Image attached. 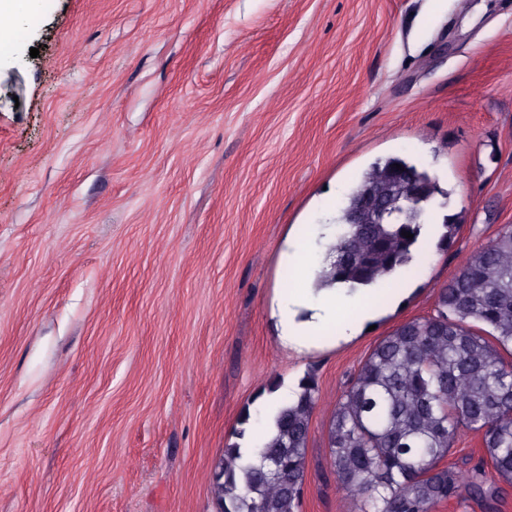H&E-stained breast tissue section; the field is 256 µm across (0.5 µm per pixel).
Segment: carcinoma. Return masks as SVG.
Listing matches in <instances>:
<instances>
[{
  "instance_id": "cac0c4a2",
  "label": "carcinoma",
  "mask_w": 512,
  "mask_h": 512,
  "mask_svg": "<svg viewBox=\"0 0 512 512\" xmlns=\"http://www.w3.org/2000/svg\"><path fill=\"white\" fill-rule=\"evenodd\" d=\"M428 213L435 177L406 159H378L340 208V232L316 287L353 292L385 282L415 260L425 220L407 223L414 195ZM385 215L357 221L363 203ZM455 216H445L436 242L454 243ZM413 234L409 239L402 232ZM512 227H503L438 290L434 313L406 321L383 337L349 379L330 419L328 464L356 496L355 512H431L464 500L489 502L512 484ZM319 393L315 371L297 383L296 399L279 409L274 432L244 464L250 409L215 467L217 512H301L310 418ZM464 431L482 434L484 457L443 465ZM491 464L493 476L486 473Z\"/></svg>"
}]
</instances>
